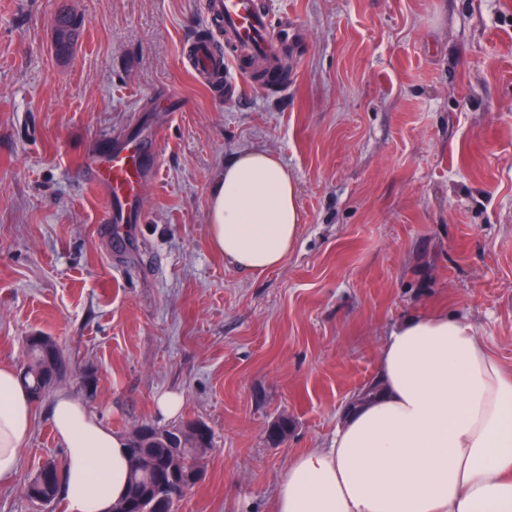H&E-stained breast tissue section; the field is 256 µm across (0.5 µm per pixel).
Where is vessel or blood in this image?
<instances>
[{
  "instance_id": "b4317fda",
  "label": "vessel or blood",
  "mask_w": 512,
  "mask_h": 512,
  "mask_svg": "<svg viewBox=\"0 0 512 512\" xmlns=\"http://www.w3.org/2000/svg\"><path fill=\"white\" fill-rule=\"evenodd\" d=\"M208 21L224 33L234 49L262 55L272 66L295 29L288 18L282 25L272 26L261 0H210ZM191 61L197 80L215 90L223 86L224 77L236 59L231 56L223 64H216L210 45L200 40L194 45ZM156 161L155 147L134 138L115 142L88 160L86 174L90 185L102 191L111 204L104 226L106 235L122 237L128 225L138 223L145 176L154 169Z\"/></svg>"
}]
</instances>
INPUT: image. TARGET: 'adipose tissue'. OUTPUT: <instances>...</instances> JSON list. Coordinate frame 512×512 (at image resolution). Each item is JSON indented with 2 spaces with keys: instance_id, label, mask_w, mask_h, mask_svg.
<instances>
[{
  "instance_id": "obj_1",
  "label": "adipose tissue",
  "mask_w": 512,
  "mask_h": 512,
  "mask_svg": "<svg viewBox=\"0 0 512 512\" xmlns=\"http://www.w3.org/2000/svg\"><path fill=\"white\" fill-rule=\"evenodd\" d=\"M302 226L295 180L264 151L238 153L209 195V242L239 272L281 266ZM379 394L346 411L326 448L294 457L273 512H512V374L456 314L408 316L386 338ZM51 420L66 451V512H112L125 494L127 437L58 391ZM33 405L0 367V478L13 476Z\"/></svg>"
}]
</instances>
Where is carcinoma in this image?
I'll return each instance as SVG.
<instances>
[{
	"label": "carcinoma",
	"instance_id": "cac0c4a2",
	"mask_svg": "<svg viewBox=\"0 0 512 512\" xmlns=\"http://www.w3.org/2000/svg\"><path fill=\"white\" fill-rule=\"evenodd\" d=\"M74 21L70 17L57 20L56 50L64 52L69 48ZM27 359L24 380L29 384L34 397H40L56 381L53 365L62 360L56 343L48 336L38 340L28 337L25 344ZM275 436L271 445L279 446L288 439L292 421L283 416L274 422ZM181 439L175 448H170L162 439V430L156 428L151 433L128 443L132 461V471L125 497L114 505L116 509L128 512H174L177 499H164L157 491L159 476L171 453L180 456L181 469L178 480L189 487L195 485L198 476L204 471V458L212 447L213 435L209 426L199 420H189L180 426ZM65 465L57 461L46 462L26 486L27 496L34 502L49 504L58 495L63 481Z\"/></svg>",
	"mask_w": 512,
	"mask_h": 512
}]
</instances>
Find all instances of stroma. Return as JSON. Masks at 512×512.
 <instances>
[{"label":"stroma","instance_id":"35a3bbf8","mask_svg":"<svg viewBox=\"0 0 512 512\" xmlns=\"http://www.w3.org/2000/svg\"><path fill=\"white\" fill-rule=\"evenodd\" d=\"M208 2L0 0V366L23 367L29 336L66 365L33 402L0 512H65L25 494L66 458L50 417L61 389L125 434L212 429L175 512H272L282 470L327 447L407 315H462L512 371V0H266L303 37L283 86L245 78L233 98L189 66L194 41L229 51ZM65 14L77 32L61 55ZM157 129L141 220L111 240L82 165ZM245 149L288 166L302 213L285 263L254 277L208 240L209 191ZM165 391L179 417L158 413Z\"/></svg>","mask_w":512,"mask_h":512}]
</instances>
